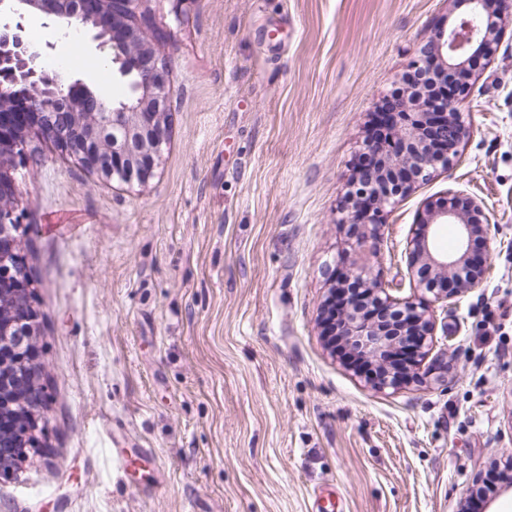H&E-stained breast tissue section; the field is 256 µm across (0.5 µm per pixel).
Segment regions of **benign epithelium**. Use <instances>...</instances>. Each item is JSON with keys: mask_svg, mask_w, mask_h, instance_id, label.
Segmentation results:
<instances>
[{"mask_svg": "<svg viewBox=\"0 0 512 512\" xmlns=\"http://www.w3.org/2000/svg\"><path fill=\"white\" fill-rule=\"evenodd\" d=\"M152 0H0V84L22 86V93L0 101V418L14 421L0 429V471L10 474L41 447L44 392L36 347L41 316L33 302V279L28 271L22 230V197L16 179L19 167L32 157L31 144L48 142L77 160L106 182L144 185L158 167L171 128L173 89L167 61L161 55ZM459 11L454 21L437 29L421 49L413 67L427 74L428 85L412 90L392 105L397 117L391 140L368 143L381 160L366 175L369 189L347 207L341 225L347 228L351 250L381 241L378 214L399 195L408 194L439 167L448 168L467 135L459 105L465 60L476 53L490 59L497 32L485 25L489 16L502 18L505 0H453ZM46 20L44 26L68 31L73 23L97 43L112 50L111 61L128 78V94L110 100L82 80L70 82L42 65L43 48L27 37V21ZM480 209L469 197L454 195L448 204L431 203L407 242L410 271L426 269L441 280L418 287L446 303L478 286L488 256L471 250L482 231ZM454 224L458 244L451 252L434 245L436 228ZM342 279L365 291L377 312L363 315L349 303L336 317V289L322 306L323 335H339L351 355L379 368L368 378L376 391L398 390L419 380L413 358L426 353L434 336L433 315L410 297L396 298L373 277L369 267L353 265Z\"/></svg>", "mask_w": 512, "mask_h": 512, "instance_id": "7a95c632", "label": "benign epithelium"}]
</instances>
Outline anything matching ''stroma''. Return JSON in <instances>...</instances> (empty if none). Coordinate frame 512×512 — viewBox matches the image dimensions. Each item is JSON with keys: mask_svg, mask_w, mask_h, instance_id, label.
Returning a JSON list of instances; mask_svg holds the SVG:
<instances>
[{"mask_svg": "<svg viewBox=\"0 0 512 512\" xmlns=\"http://www.w3.org/2000/svg\"><path fill=\"white\" fill-rule=\"evenodd\" d=\"M173 87L144 186L39 143L18 174L41 314L39 452L0 476V512H457L512 456V0L459 104L452 166L395 197L378 254L339 220L367 130L449 0H152ZM28 36L42 64L113 98L127 81L82 37ZM464 194L489 249L478 287L434 304L421 379L377 392L320 335L332 275L367 264L415 294L406 244Z\"/></svg>", "mask_w": 512, "mask_h": 512, "instance_id": "stroma-1", "label": "stroma"}]
</instances>
